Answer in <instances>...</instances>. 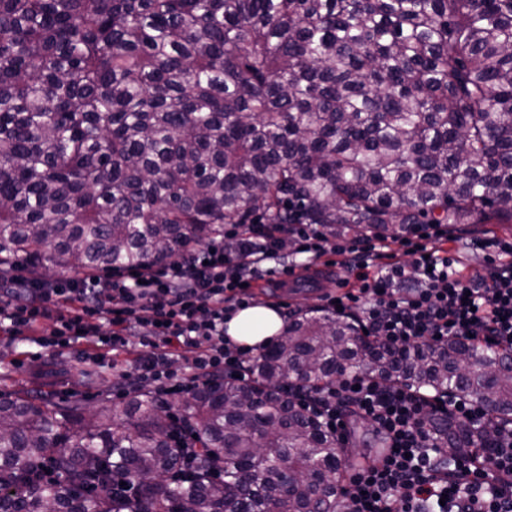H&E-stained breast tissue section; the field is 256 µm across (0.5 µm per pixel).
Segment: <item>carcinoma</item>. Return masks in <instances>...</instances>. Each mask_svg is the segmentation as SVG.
<instances>
[{"label": "carcinoma", "instance_id": "1", "mask_svg": "<svg viewBox=\"0 0 512 512\" xmlns=\"http://www.w3.org/2000/svg\"><path fill=\"white\" fill-rule=\"evenodd\" d=\"M292 205L335 232L512 224V0H0V274L153 268ZM363 369L512 428L511 350L311 308L178 416L132 391L121 432L0 392V512H347L353 462L288 386Z\"/></svg>", "mask_w": 512, "mask_h": 512}]
</instances>
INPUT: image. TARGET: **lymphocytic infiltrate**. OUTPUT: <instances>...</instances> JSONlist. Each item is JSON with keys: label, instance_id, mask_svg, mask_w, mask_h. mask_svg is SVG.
Here are the masks:
<instances>
[{"label": "lymphocytic infiltrate", "instance_id": "1", "mask_svg": "<svg viewBox=\"0 0 512 512\" xmlns=\"http://www.w3.org/2000/svg\"><path fill=\"white\" fill-rule=\"evenodd\" d=\"M445 229L423 224L392 237L331 236L315 224H233L222 239L179 261L134 274L90 275L64 283L13 276L0 306V334L61 354L86 343L89 360L139 349L121 391L147 382L169 397L214 377L243 374L247 353L224 336V321L255 304L259 280L288 272L283 245L303 268L335 260L348 273L336 298L365 331L386 343L437 344L454 338L512 348V239L477 242L491 277L464 274L441 245ZM52 322L51 335L37 333ZM310 414L347 440L356 413L387 447L354 467L342 487L350 512H512V435L473 400L432 401L407 385L340 376L321 388L293 387ZM434 417L460 430L463 453L440 448Z\"/></svg>", "mask_w": 512, "mask_h": 512}]
</instances>
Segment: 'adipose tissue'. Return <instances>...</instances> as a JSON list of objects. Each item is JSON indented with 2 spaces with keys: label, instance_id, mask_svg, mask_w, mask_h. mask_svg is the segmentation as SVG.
Masks as SVG:
<instances>
[{
  "label": "adipose tissue",
  "instance_id": "adipose-tissue-1",
  "mask_svg": "<svg viewBox=\"0 0 512 512\" xmlns=\"http://www.w3.org/2000/svg\"><path fill=\"white\" fill-rule=\"evenodd\" d=\"M283 329L280 312L263 305L240 309L224 324V332L231 343L246 351L273 344Z\"/></svg>",
  "mask_w": 512,
  "mask_h": 512
}]
</instances>
